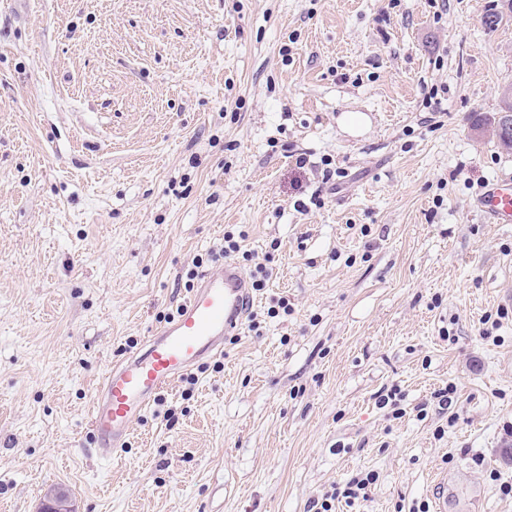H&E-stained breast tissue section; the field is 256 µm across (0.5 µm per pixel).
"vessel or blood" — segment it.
<instances>
[{
    "label": "vessel or blood",
    "mask_w": 512,
    "mask_h": 512,
    "mask_svg": "<svg viewBox=\"0 0 512 512\" xmlns=\"http://www.w3.org/2000/svg\"><path fill=\"white\" fill-rule=\"evenodd\" d=\"M472 207L486 223L512 224V179L484 181ZM253 303L251 281L235 261L202 275L172 319L106 370L89 410L91 449L109 458L126 448L134 424L164 391L223 354L225 340L239 334Z\"/></svg>",
    "instance_id": "vessel-or-blood-1"
}]
</instances>
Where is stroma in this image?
I'll return each mask as SVG.
<instances>
[{
	"label": "stroma",
	"instance_id": "1",
	"mask_svg": "<svg viewBox=\"0 0 512 512\" xmlns=\"http://www.w3.org/2000/svg\"><path fill=\"white\" fill-rule=\"evenodd\" d=\"M499 6L0 0V512H307L368 471L336 512H412L440 474L512 512V224L471 207L512 175ZM228 233L269 273L252 317L87 453L105 371ZM506 91H511V95H512V85H507L505 86L503 89H502V92H501V96H500V104H499V109H498V113H497V117H498V114L501 113L500 115V126L498 127V132L500 134H502L504 136V138L507 140V136L509 135L510 136V133L512 135V96L511 98H505V92ZM506 109L510 112H505ZM497 117H494V120L493 122L490 123V127L492 128L493 126H495V124L498 122V119ZM376 481V475L374 473L368 472L362 476H356L352 478L347 484L342 493L335 492L330 495H325L321 502L319 499L313 500L311 504V509L309 512H335L336 505L335 501L341 495L342 498L346 499V502L350 503L351 500L358 499L362 494L364 498L367 492V488L369 485L374 484Z\"/></svg>",
	"mask_w": 512,
	"mask_h": 512
}]
</instances>
